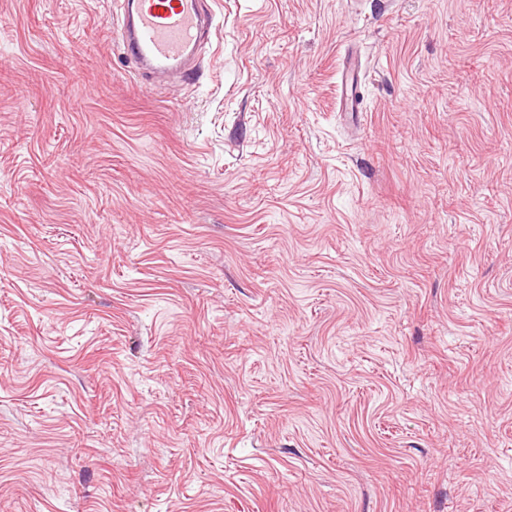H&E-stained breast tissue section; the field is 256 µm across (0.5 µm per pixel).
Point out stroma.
<instances>
[{
	"label": "stroma",
	"instance_id": "stroma-1",
	"mask_svg": "<svg viewBox=\"0 0 512 512\" xmlns=\"http://www.w3.org/2000/svg\"><path fill=\"white\" fill-rule=\"evenodd\" d=\"M210 5L0 0V512H512V0ZM123 21L117 29L140 80L151 84L160 75L186 77L191 53L213 29L207 0H122ZM354 72L355 68H350L346 73L345 78L342 79V85L344 88L342 89L340 105L343 107L345 112L359 114L360 112H365V110L362 106V101L357 95V86H354Z\"/></svg>",
	"mask_w": 512,
	"mask_h": 512
}]
</instances>
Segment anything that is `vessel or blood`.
<instances>
[{"label": "vessel or blood", "instance_id": "b4317fda", "mask_svg": "<svg viewBox=\"0 0 512 512\" xmlns=\"http://www.w3.org/2000/svg\"><path fill=\"white\" fill-rule=\"evenodd\" d=\"M123 21L117 29L140 80L161 75L186 77L191 53L213 29L207 0H121Z\"/></svg>", "mask_w": 512, "mask_h": 512}]
</instances>
